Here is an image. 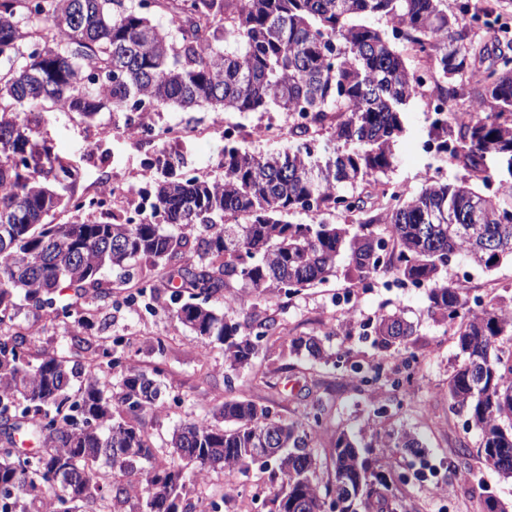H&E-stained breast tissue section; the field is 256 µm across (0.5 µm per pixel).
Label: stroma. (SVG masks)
Returning a JSON list of instances; mask_svg holds the SVG:
<instances>
[{
	"mask_svg": "<svg viewBox=\"0 0 512 512\" xmlns=\"http://www.w3.org/2000/svg\"><path fill=\"white\" fill-rule=\"evenodd\" d=\"M426 117L425 98L417 96L406 108V133L395 147L396 165L388 174L391 183L406 186L412 193L431 178L456 182L467 175L462 167L441 163L434 154L418 151V143L427 137ZM146 119L163 130L181 129V139L170 143L169 151L183 161L185 171L213 177L222 172L225 125L251 129L285 121L278 112H186L177 107L148 113ZM124 127L121 112H104L92 121L75 112H46L39 132L54 153L79 169L82 186L105 179L126 188L149 179L145 164L155 154L133 146L123 133ZM148 274L142 265L126 280L104 272L102 282L111 288L114 304L100 311L98 325L92 330L78 323L79 310L93 305L92 297L76 299L70 290L61 288L56 293L57 312L24 307L20 321L30 330L32 350L72 355L76 352L73 336L94 344L120 338L127 342L128 363L149 369L156 360L155 340L161 337L166 342L163 381L168 400L141 418L155 438L167 437L183 421L211 417L224 398L231 396L270 406L286 419L301 418L318 402L325 408L323 424L313 440L321 463V481L331 477V456L340 432L367 437L404 428L422 440V456H412L401 448H375L370 456L384 468L404 475V482L395 484L394 493L406 512H484V500L490 494L512 505V480L483 465L476 454L477 434L466 431L463 416L450 408L448 376L458 350L447 326L428 315L426 292L407 294L386 287L388 275L384 272L377 276L378 287L361 292L340 273L329 283L288 296L274 291L261 299L239 302L230 309L231 318L242 323L272 319L280 334L263 343L250 368L233 374L221 344L198 341L172 318L171 290L164 278L156 280L152 312L123 305V298L135 292ZM462 286L470 295L511 296L512 261L504 260L490 272L471 270ZM349 292L356 301L350 314L337 304L338 297ZM386 311L404 312L414 323L415 332L407 346L383 350L374 344L367 325ZM299 336L319 337L326 352L344 353L350 361L377 367L378 382L363 391L348 368L294 356L290 342ZM411 355L421 362L419 373L407 389L394 387L393 378L404 373L405 361ZM268 485L267 474L256 467L230 481L224 473L214 472L207 483L190 487L188 499L198 505L221 492L227 496L223 512H240L252 506L253 495ZM442 486L449 488V495L439 494ZM252 508L253 512H263L262 507Z\"/></svg>",
	"mask_w": 512,
	"mask_h": 512,
	"instance_id": "1",
	"label": "stroma"
}]
</instances>
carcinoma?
<instances>
[{"instance_id": "carcinoma-1", "label": "carcinoma", "mask_w": 512, "mask_h": 512, "mask_svg": "<svg viewBox=\"0 0 512 512\" xmlns=\"http://www.w3.org/2000/svg\"><path fill=\"white\" fill-rule=\"evenodd\" d=\"M161 14L170 21L152 22ZM402 27L403 47L367 20ZM493 13L471 0H0V135L16 134L24 154L0 152V512H192L186 499L198 473L271 471L269 512H400L396 476L366 448L422 452L409 430L370 440L336 438L334 479L317 480L312 435L322 426L314 406L295 421L269 406L230 398L213 420L184 421L156 442L136 423L162 396L163 368L126 364L123 347L86 344L87 356L32 352L19 321L22 304L51 309L64 283L78 298L94 292L105 305V270L121 276L138 263L165 271L173 316L190 334L224 345L225 362L248 367L274 320L241 324L212 299L286 294L336 276L363 283L380 270L424 282L428 313L452 327L463 357L448 377L451 408L480 435L484 465L512 478V298L487 296L472 309L448 282V261L461 256L483 271L512 259V181L496 182L487 160L512 156V45L494 52L473 28ZM425 51L437 96L453 102L478 79L481 105L428 114L427 137L443 162L469 178L426 181L420 192L392 193L372 206L358 193L395 163L405 108L421 84L407 64ZM147 101L153 111L281 112L292 146L256 153L224 147V174L190 175L173 164L148 180L149 210L122 222L56 221L84 210L79 171L33 136L24 112L67 111L93 119ZM298 113L313 125L294 123ZM327 157L311 156L322 137ZM304 213L309 224L289 217ZM342 215L356 222L336 224ZM397 244L381 263L384 238ZM388 350L408 343L412 325L399 313L371 324ZM292 349L333 366L316 336ZM121 370L119 390L107 375ZM29 427L41 448L21 456L14 433Z\"/></svg>"}]
</instances>
